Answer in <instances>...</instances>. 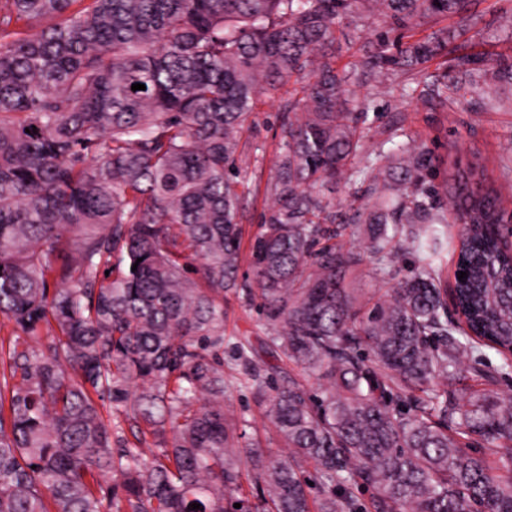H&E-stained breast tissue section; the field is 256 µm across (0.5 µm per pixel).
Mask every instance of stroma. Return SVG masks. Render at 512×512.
I'll use <instances>...</instances> for the list:
<instances>
[{
	"mask_svg": "<svg viewBox=\"0 0 512 512\" xmlns=\"http://www.w3.org/2000/svg\"><path fill=\"white\" fill-rule=\"evenodd\" d=\"M284 97L281 91L262 96L249 132L251 141L263 150V166L267 169L271 168L280 147L279 124ZM406 117L416 138L426 141L442 167L447 168L449 180H457L459 173L472 165L483 171L485 185L497 186L505 179H512V93L508 90H499L493 107L487 109L474 108L466 100L440 112H426L412 105ZM224 333L249 340L256 354H263L265 329L260 309L231 293L224 296ZM500 361V355L494 350L484 347L467 350L461 358L457 389L512 395V376L491 382L482 375L484 369ZM240 377L232 351H225L224 378L230 383L226 402L246 421L248 441L260 443L274 453H284L285 447L263 408L248 390L239 387Z\"/></svg>",
	"mask_w": 512,
	"mask_h": 512,
	"instance_id": "35a3bbf8",
	"label": "stroma"
}]
</instances>
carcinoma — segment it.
Returning a JSON list of instances; mask_svg holds the SVG:
<instances>
[{"label":"carcinoma","mask_w":512,"mask_h":512,"mask_svg":"<svg viewBox=\"0 0 512 512\" xmlns=\"http://www.w3.org/2000/svg\"><path fill=\"white\" fill-rule=\"evenodd\" d=\"M471 2L0 0V314L25 334L0 381V512H356L359 486L373 512H512V397L450 390L468 347L512 373V214L500 188L456 200L402 115L512 88V55L459 43ZM285 87L246 248L262 156L243 136ZM450 209L473 225L456 322ZM349 226L361 253L336 243ZM409 254L387 293L350 287ZM226 292L262 310L270 361L232 345L286 455L224 411Z\"/></svg>","instance_id":"carcinoma-1"}]
</instances>
